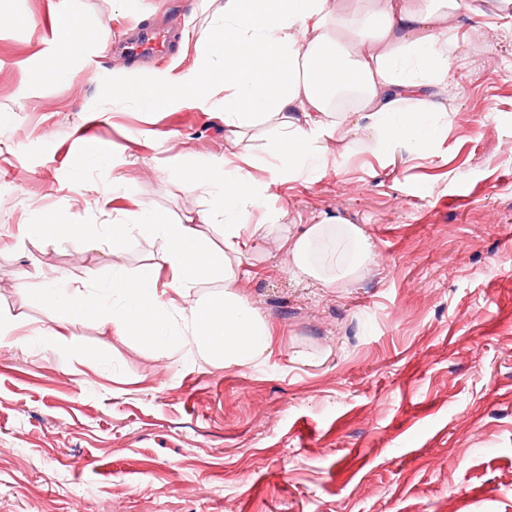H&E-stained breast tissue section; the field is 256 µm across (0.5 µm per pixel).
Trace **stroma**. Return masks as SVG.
<instances>
[{
    "mask_svg": "<svg viewBox=\"0 0 512 512\" xmlns=\"http://www.w3.org/2000/svg\"><path fill=\"white\" fill-rule=\"evenodd\" d=\"M56 0H0V512H512V6L461 12L448 45V123L393 160L346 152L310 182L271 186L252 223L239 292L278 330L246 367L160 355L81 319L57 344L55 312L19 280L107 287L113 266L161 263L159 241L50 243L27 224L111 223L146 205L172 219L204 199L170 177L224 154L222 113L143 112L114 98L195 64L182 37L200 0H68L109 33L68 81L37 78ZM161 28L167 53L124 51ZM334 215L364 225L373 257L322 286L291 271L286 237Z\"/></svg>",
    "mask_w": 512,
    "mask_h": 512,
    "instance_id": "stroma-1",
    "label": "stroma"
}]
</instances>
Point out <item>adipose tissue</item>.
Listing matches in <instances>:
<instances>
[{"label":"adipose tissue","instance_id":"1","mask_svg":"<svg viewBox=\"0 0 512 512\" xmlns=\"http://www.w3.org/2000/svg\"><path fill=\"white\" fill-rule=\"evenodd\" d=\"M459 8L458 0H224L194 40L195 67L114 90L146 112L220 98L223 157L175 172L206 208L174 221L142 206L103 225L113 253L141 235L160 240L164 254L159 265L113 269L111 298L66 281L22 282L20 292L30 305L54 308L58 323L93 315L113 335L159 352L174 346L228 367L270 354L275 326L238 292L244 257L269 230L250 216L271 185L314 180L336 134L379 158L401 144L436 142L448 117V28ZM330 223L305 225L287 242L294 271L325 285L362 269L371 248L364 226L347 223L331 237ZM202 224L220 228L222 249L201 235Z\"/></svg>","mask_w":512,"mask_h":512}]
</instances>
